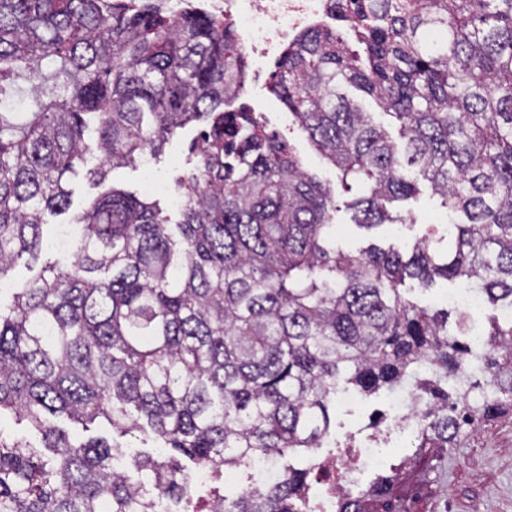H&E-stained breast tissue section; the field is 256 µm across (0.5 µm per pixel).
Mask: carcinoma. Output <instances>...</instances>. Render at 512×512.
Returning a JSON list of instances; mask_svg holds the SVG:
<instances>
[{
	"mask_svg": "<svg viewBox=\"0 0 512 512\" xmlns=\"http://www.w3.org/2000/svg\"><path fill=\"white\" fill-rule=\"evenodd\" d=\"M357 48L302 33L271 90L340 172L362 188L363 228L430 184L448 225L358 254L336 247L330 188L245 109V56L232 22L170 14L159 0H0V282L46 245L72 177L103 184L204 124L176 187L179 219L109 188L64 230L72 262L45 264L0 308V512H311L306 461L336 433V395L415 382L429 410L414 443L454 448L463 429L512 409V0H338ZM439 31L443 37L431 39ZM27 89L25 120L11 107ZM400 125L395 143L343 93ZM414 280L470 286L491 306L482 365L448 314L403 294ZM481 389L478 406L468 389ZM104 420L112 439L74 441L52 422ZM144 481L112 467L132 432ZM263 457L267 483L228 494L224 472Z\"/></svg>",
	"mask_w": 512,
	"mask_h": 512,
	"instance_id": "1",
	"label": "carcinoma"
}]
</instances>
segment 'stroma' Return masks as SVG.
<instances>
[{"label": "stroma", "instance_id": "35a3bbf8", "mask_svg": "<svg viewBox=\"0 0 512 512\" xmlns=\"http://www.w3.org/2000/svg\"><path fill=\"white\" fill-rule=\"evenodd\" d=\"M230 106L254 112L268 130L289 142L316 180L334 191L337 247L356 252L373 244L384 248L396 245L408 255L430 229L447 234L448 219L424 181L416 198L398 206L404 223L369 230L357 227L345 206L351 194L343 189L338 170L316 150L269 88L242 89ZM200 128L197 122L186 125L152 159L154 173L165 184L163 190L148 192L144 170L139 166L113 169L107 186L150 194L163 210L172 211L175 181L196 163L189 145ZM386 462V473L393 482L386 494L365 497L364 512H512V414L466 429L454 448H428L420 454L406 447L388 449Z\"/></svg>", "mask_w": 512, "mask_h": 512}]
</instances>
